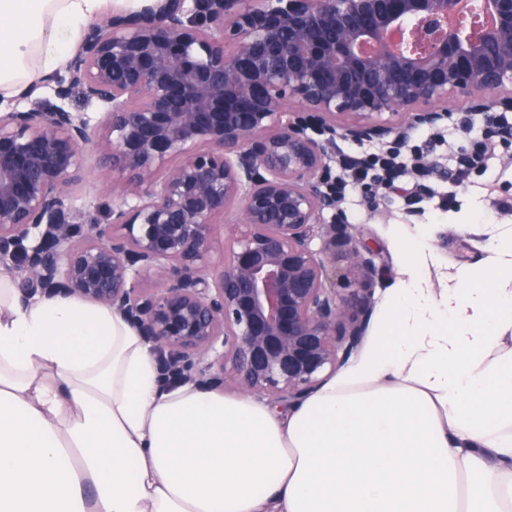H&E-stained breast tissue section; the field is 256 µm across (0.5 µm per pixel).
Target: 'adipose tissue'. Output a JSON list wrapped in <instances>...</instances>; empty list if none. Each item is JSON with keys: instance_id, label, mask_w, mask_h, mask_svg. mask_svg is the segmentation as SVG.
<instances>
[{"instance_id": "1", "label": "adipose tissue", "mask_w": 512, "mask_h": 512, "mask_svg": "<svg viewBox=\"0 0 512 512\" xmlns=\"http://www.w3.org/2000/svg\"><path fill=\"white\" fill-rule=\"evenodd\" d=\"M110 0H0V98ZM441 288L425 238L356 361L287 413L164 388L122 317L0 274V512H512V229Z\"/></svg>"}]
</instances>
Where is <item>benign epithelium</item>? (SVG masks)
Listing matches in <instances>:
<instances>
[{"instance_id":"7a95c632","label":"benign epithelium","mask_w":512,"mask_h":512,"mask_svg":"<svg viewBox=\"0 0 512 512\" xmlns=\"http://www.w3.org/2000/svg\"><path fill=\"white\" fill-rule=\"evenodd\" d=\"M458 0H147L83 30L43 85L97 116L35 103L0 113V269L21 301L77 297L118 313L157 354L163 380L288 406L356 350L373 312V254L343 241L354 278L327 285L347 220L336 139L404 151L417 128L512 112V0H480L479 35L441 24ZM125 175L105 222L71 201L83 152ZM424 178L409 211L448 170ZM360 185L368 210L378 187ZM233 222H224L230 210ZM323 239L315 250L312 242Z\"/></svg>"}]
</instances>
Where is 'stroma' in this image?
I'll return each instance as SVG.
<instances>
[{"instance_id":"stroma-1","label":"stroma","mask_w":512,"mask_h":512,"mask_svg":"<svg viewBox=\"0 0 512 512\" xmlns=\"http://www.w3.org/2000/svg\"><path fill=\"white\" fill-rule=\"evenodd\" d=\"M411 142L427 147L431 158L448 168L460 149L468 146L470 137L451 122L438 129H416ZM101 162V152L88 154V174L72 193L76 209L98 218L113 201L112 190L96 179ZM432 188L413 215L408 213L403 196L397 194H387L373 214L367 211L358 190L345 194L342 207L348 222L337 226V235L357 236L384 269L382 278L373 285L374 309L382 308L389 288L402 276L399 229L426 231L432 254L426 274L433 285H440L458 267L477 268L486 263L487 241L512 228V143L495 142L485 166L472 170L463 185L436 179Z\"/></svg>"}]
</instances>
